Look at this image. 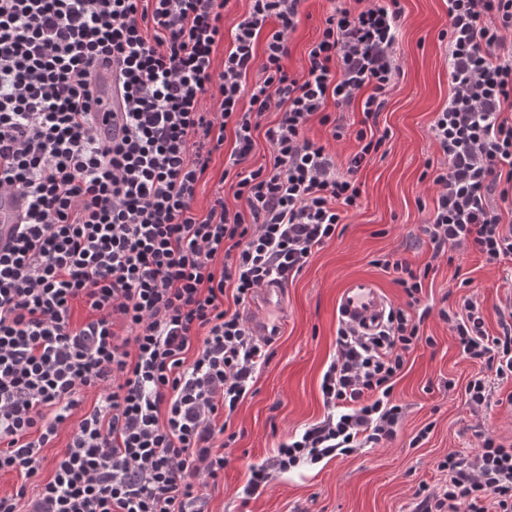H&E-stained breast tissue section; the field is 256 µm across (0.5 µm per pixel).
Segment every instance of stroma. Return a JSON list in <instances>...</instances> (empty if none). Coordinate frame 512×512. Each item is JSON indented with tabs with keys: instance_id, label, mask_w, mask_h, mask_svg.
Here are the masks:
<instances>
[{
	"instance_id": "35a3bbf8",
	"label": "stroma",
	"mask_w": 512,
	"mask_h": 512,
	"mask_svg": "<svg viewBox=\"0 0 512 512\" xmlns=\"http://www.w3.org/2000/svg\"><path fill=\"white\" fill-rule=\"evenodd\" d=\"M401 4L404 15L396 45L401 75L378 117L390 137L359 173L361 207L346 215L335 238L286 283L282 306L261 310L249 304L244 309L247 317L278 321L280 334L268 365L257 372L250 393L228 423L236 439L227 450L223 479L205 490L209 512H414L413 494L419 485L438 487L448 479L438 463L451 453L469 455L474 425L512 443V406L506 402L512 380L499 384L494 373L485 374L493 383L492 401L488 408L472 412L464 388L480 367L462 357L453 333L437 315L438 309L455 308L467 296L460 282L468 278L485 307L488 335H499V312L512 302V257L496 266L484 265L471 251L451 261L436 259L421 230L424 209L435 195L421 174L426 161L441 158L429 127L451 89L444 47L437 39L448 22V2ZM331 8V0H304L302 22L291 36L286 61L291 72L301 73ZM394 251L413 264L434 266L421 294L422 305L434 310L423 325L433 343L409 353L394 385V399L407 407L397 438L275 475L264 490L246 495L250 465L271 458L289 435L325 413L320 383L336 352L340 289L352 278L366 277L390 305L404 302L392 275L375 264ZM449 379L455 381L454 389L445 388ZM426 426L431 429L428 438L410 447V440Z\"/></svg>"
}]
</instances>
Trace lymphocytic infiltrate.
Wrapping results in <instances>:
<instances>
[{"label": "lymphocytic infiltrate", "instance_id": "obj_1", "mask_svg": "<svg viewBox=\"0 0 512 512\" xmlns=\"http://www.w3.org/2000/svg\"><path fill=\"white\" fill-rule=\"evenodd\" d=\"M228 2L0 0V199L26 202L0 246V473L24 480L0 512H204L201 490L228 463L222 419L271 357L241 306L298 275L361 205L357 174L387 139L378 116L400 73V0L334 7L298 78L285 61L303 0H250L229 36ZM439 38L451 90L430 127L443 159L422 230L434 255L470 247L495 266L512 256L500 208L512 198V0H448ZM103 59L123 100L106 137L94 111ZM354 105L359 149L342 170L308 129L316 121L342 140L331 111ZM261 140L268 158L254 167ZM224 150L246 207L219 189L199 208ZM378 264L405 304L381 335L338 327L321 381L327 416L250 465L248 492L397 437L394 381L433 312L420 305L427 270L395 252ZM76 303L88 312L79 325ZM436 313L466 359L512 380V319L491 337L475 299ZM88 390L99 404L28 497L42 448ZM475 437L467 457L440 462L448 482L416 512H512V447L484 429ZM223 169L222 156H216L211 166L210 176L198 187L197 201L199 206H205L208 200L211 198L212 193L216 189L217 181L220 178Z\"/></svg>", "mask_w": 512, "mask_h": 512}]
</instances>
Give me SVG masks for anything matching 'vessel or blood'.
<instances>
[{"label":"vessel or blood","instance_id":"obj_1","mask_svg":"<svg viewBox=\"0 0 512 512\" xmlns=\"http://www.w3.org/2000/svg\"><path fill=\"white\" fill-rule=\"evenodd\" d=\"M112 77L109 68H100L98 85L100 91L99 112H117L120 100L111 89ZM20 204L6 199L0 201V238L8 239L18 221ZM389 302L385 294L369 279L358 277L350 280L341 289L336 301L339 320L357 333L368 334L384 325Z\"/></svg>","mask_w":512,"mask_h":512}]
</instances>
